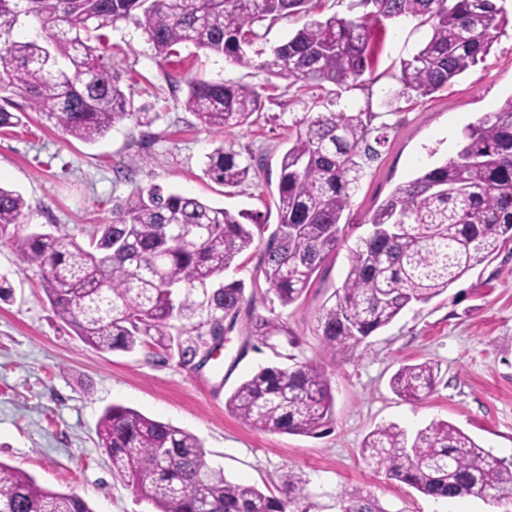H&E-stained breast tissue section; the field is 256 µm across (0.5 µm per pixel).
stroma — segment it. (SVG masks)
I'll return each mask as SVG.
<instances>
[{
    "mask_svg": "<svg viewBox=\"0 0 512 512\" xmlns=\"http://www.w3.org/2000/svg\"><path fill=\"white\" fill-rule=\"evenodd\" d=\"M423 37L415 24L385 21L371 37L374 56L362 87L340 95L333 85L301 89L190 45L179 57L160 61L133 23L119 21L106 28L99 52L152 122L122 121L92 145L62 134L13 96L14 111L25 119L0 131V185L23 194L31 207L29 227L68 233L84 244L98 225L111 221L118 199L152 184L275 228L279 158L294 117L352 101L384 114L389 129L354 192L340 246L298 303L284 308L268 293L260 248L225 271L224 281H244L246 301L220 356L198 369L183 366L173 348L96 351L54 314L40 269L0 242V275L14 289L12 302L0 304L1 462L43 487L79 496L93 512H155L113 474L98 445V421L113 405L194 434L208 463L231 481L274 491L292 472L304 487L296 512H341L354 495L371 498L378 512H430L427 496L363 461L362 443L380 425L413 433L444 420L512 461V242L438 297L405 309L358 348L333 355L322 344L319 319L336 300L369 217L424 168L455 158L463 129L512 96V25L448 87L424 99L398 95L399 62ZM192 76L254 85L265 98L260 120L225 132L199 124L183 107L184 80ZM223 144L252 167L233 188L203 174L206 155ZM270 314L287 324L293 341L265 347L249 339L250 317ZM306 362L324 366L334 398L333 422L324 434L262 432L226 410L233 389L259 367ZM423 362L438 367L436 388L414 403L396 396L390 379L399 366Z\"/></svg>",
    "mask_w": 512,
    "mask_h": 512,
    "instance_id": "stroma-1",
    "label": "stroma"
}]
</instances>
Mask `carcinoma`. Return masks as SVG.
<instances>
[{"instance_id": "1", "label": "carcinoma", "mask_w": 512, "mask_h": 512, "mask_svg": "<svg viewBox=\"0 0 512 512\" xmlns=\"http://www.w3.org/2000/svg\"><path fill=\"white\" fill-rule=\"evenodd\" d=\"M318 0H0V129L18 126L10 96L26 99L61 132L94 143L117 123L148 113L135 108L119 77L95 54L91 33L130 21L156 57L176 47L224 56L251 68L248 53L262 34L255 27L306 15ZM353 17L305 22L274 47L259 67L269 76L301 86L356 89L370 67L373 29L387 19L412 17L428 29L416 52L400 62L401 94L426 98L482 60L509 24L497 0H356ZM32 18L33 37L16 38L19 21ZM67 59L59 65L58 57ZM186 111L211 129L250 123L264 107L249 84L186 80ZM370 108L306 112L280 161L278 224L261 253L268 291L280 306L296 303L336 251L351 211L352 192L389 125H374ZM250 166L219 147L206 156L204 173L235 186ZM30 205L17 190L0 186V240L40 268L41 287L54 314L99 351L132 352L152 343L168 348L182 335L175 322L197 320L195 335L177 342L180 362L190 365L208 338L237 318L245 283L219 281L255 242L262 224L242 214L160 185L138 188L112 208L89 243L69 234L26 232ZM335 303L322 314L324 349H354L413 303L445 292L475 265L512 239V96L464 132L457 157L423 170L396 188L368 219ZM248 336L273 346L288 338L277 316L250 319ZM438 370L427 362L403 364L391 379L394 392L419 401L436 387ZM225 406L243 424L270 433L317 436L333 421V396L316 363L261 367L245 378ZM100 447L112 470L124 477L156 512H292L300 481L290 472L279 494L228 480L212 468L191 433L123 406L105 410L98 424ZM376 470L425 496L495 494L512 512V462L497 457L447 421L410 435L395 424L370 432L360 448ZM0 512H92L81 498L40 486L24 470L0 462ZM344 512H379L368 498L353 496Z\"/></svg>"}]
</instances>
